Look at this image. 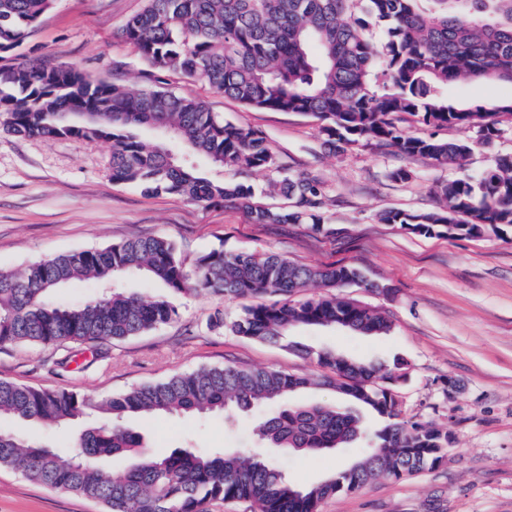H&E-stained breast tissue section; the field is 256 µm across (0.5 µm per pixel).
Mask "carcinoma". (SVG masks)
I'll return each instance as SVG.
<instances>
[{
  "label": "carcinoma",
  "mask_w": 512,
  "mask_h": 512,
  "mask_svg": "<svg viewBox=\"0 0 512 512\" xmlns=\"http://www.w3.org/2000/svg\"><path fill=\"white\" fill-rule=\"evenodd\" d=\"M52 0H0V130L45 141L70 138L112 143V181L148 193L243 208L254 224L324 223L325 197L314 175L288 174L274 184L295 199L292 209L255 201L253 185L215 182L197 167L203 159L243 172L280 168L260 133L224 122L202 102L164 89L130 91L45 61L17 63L11 53L33 32ZM120 37L141 62L195 80L242 105L296 112L319 121L332 150L389 147L409 157L458 166L476 144H489L512 124V99L485 104L451 101V82L512 83V0H145ZM374 25L386 38H371ZM409 114L431 126H461L475 140L444 141L404 132ZM165 138L152 144L139 131ZM439 207L424 213L385 211L383 224L422 235L477 236L512 224V153L476 178L437 186ZM136 273L166 295L147 296L121 285ZM362 281L352 265H300L267 252L200 255L189 269L171 240L137 236L105 247L59 253L18 271L0 270V346L19 343H103L149 332L177 316L169 300L192 289L227 298L279 296L243 309L236 318L210 317L212 330L278 344L311 359L329 374L318 385L345 397L334 404H296L312 379L282 371L226 364L173 375L97 400L72 390L52 391L0 381V421L63 428L90 415L106 419L79 434L74 457L61 445L22 438L0 428V467L63 492L102 503L106 512H210L215 503L245 501L252 512H319L338 493L376 479L398 481L435 469L448 458V430L401 419L395 387L408 362L366 363L331 348L287 342L305 327L341 328L361 335L391 331L380 311L354 300L321 295L295 300L310 285L341 288ZM79 282L108 286L99 296L64 305L52 294ZM276 406L254 428L260 447L165 456L143 452L144 438L128 419ZM386 419L369 428L363 411ZM359 459L326 479L299 487L288 479L283 454L316 455L359 441ZM120 458L121 467L103 460Z\"/></svg>",
  "instance_id": "carcinoma-1"
}]
</instances>
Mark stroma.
Returning <instances> with one entry per match:
<instances>
[{
  "instance_id": "1",
  "label": "stroma",
  "mask_w": 512,
  "mask_h": 512,
  "mask_svg": "<svg viewBox=\"0 0 512 512\" xmlns=\"http://www.w3.org/2000/svg\"><path fill=\"white\" fill-rule=\"evenodd\" d=\"M145 0H53L19 54L76 68L131 90L150 87L133 47L118 32ZM160 88L188 94L235 126L260 131L280 170L246 174L260 203L292 208L273 191L282 174L313 173L328 200L325 222L253 224L244 210L206 206L166 194H148L113 182L106 141L59 138L46 142L0 132V267L20 269L47 256L98 248L140 235L175 242L186 265L215 248L228 253L273 251L298 264H350L363 283L337 289L340 297L384 313L390 333L362 336L347 330L300 327L293 341L329 347L369 361L404 358L408 375L397 387L405 419L448 430V462L399 480H377L358 492L324 501L320 512H512V225L479 237H429L376 220L384 210L426 212L437 205L445 180L476 176L497 156L512 153V131L478 147L464 166L439 165L384 148H324L316 119L244 108L202 80L159 71ZM409 180L389 179L396 168ZM385 284L390 294H382ZM170 323L143 335L92 348L18 344L0 348V380L97 399L206 366L249 365L318 376L316 365L278 346L215 332V313L232 318L246 305L207 291L174 297ZM261 403L233 419L223 415L130 420L152 451L236 448L255 442L257 420L271 414ZM352 448L317 456H287L286 472L308 485L349 467ZM0 512H103L100 504L56 491L0 468Z\"/></svg>"
}]
</instances>
